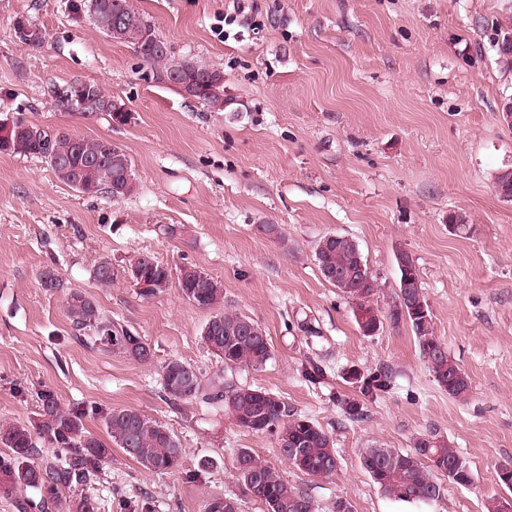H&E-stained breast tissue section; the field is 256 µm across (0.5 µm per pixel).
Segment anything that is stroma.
<instances>
[{"label":"stroma","mask_w":512,"mask_h":512,"mask_svg":"<svg viewBox=\"0 0 512 512\" xmlns=\"http://www.w3.org/2000/svg\"><path fill=\"white\" fill-rule=\"evenodd\" d=\"M130 5L176 55L223 71V111L171 86L130 45L77 17L71 0H0V114L110 139L135 177L126 198L88 197L42 158L0 154V425L35 420L50 390L63 407L133 408L178 436L184 467L167 474L113 449L100 477L78 489L98 512L145 499L156 512H202L224 494L238 495L241 512H266L236 478L242 448L323 512L340 499L351 512H487L504 492L497 467L512 460V203L494 187L512 169V128L499 119L512 69L498 51L512 35V0ZM20 18L41 28L40 47L16 40ZM81 81L125 103L131 121L57 111L54 90ZM452 216L464 218L466 233L449 228ZM267 224L279 237L264 233ZM330 233L357 242L379 278L370 304L382 313L398 282L395 255L409 253L434 333L470 377L465 398L438 386L408 324L362 334L356 305L316 263V243ZM140 253L221 281L225 310L264 329L266 366L224 368L200 336L210 311L178 285L140 297L125 275ZM103 260L115 272L108 286L93 276ZM46 268L59 288L41 287ZM72 291L143 336L150 362L79 339L64 308ZM172 358L283 397L331 434L337 470L307 476L283 460L275 435L241 429L221 409L167 400L159 373ZM314 365L323 375L311 381ZM354 369L388 370L392 384L351 422L340 402L359 395ZM428 432L469 462L473 484L443 481L428 503L386 496L361 468L362 450L408 451ZM203 457L214 467L187 479Z\"/></svg>","instance_id":"35a3bbf8"}]
</instances>
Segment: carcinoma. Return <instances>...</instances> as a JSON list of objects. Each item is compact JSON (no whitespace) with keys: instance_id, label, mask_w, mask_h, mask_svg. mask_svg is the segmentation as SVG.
I'll return each mask as SVG.
<instances>
[{"instance_id":"obj_1","label":"carcinoma","mask_w":512,"mask_h":512,"mask_svg":"<svg viewBox=\"0 0 512 512\" xmlns=\"http://www.w3.org/2000/svg\"><path fill=\"white\" fill-rule=\"evenodd\" d=\"M118 10L117 0H78L74 9L94 21L108 37L134 47L141 59L161 69L163 76L180 78L178 88L197 98L215 112L224 111V72L175 53L160 54L153 49L152 25L131 9L123 12L125 23L121 34H112L109 9ZM77 84L71 83L54 91L60 112H70V100ZM0 154L37 156L45 159L64 184L83 187L85 195L106 194L113 199L131 195L135 179H126L132 162L120 146L105 138H87L75 133L57 131L47 134L33 124L20 120L7 136L0 137ZM101 157L96 167L84 165L87 157ZM315 256L321 275L330 280L334 275L341 283L343 296L358 305L367 315L360 330L366 336L378 332V312L368 306L377 294V276L365 281L360 277L358 257L362 256L352 239L327 234L317 243ZM136 269L143 288L138 294L154 298L170 287L169 266L147 254L129 262ZM181 295L197 307L214 314L202 328L201 338L207 349L232 367L262 368L271 358L265 331L252 318L224 312V288L210 275H201L194 266H184L177 276ZM395 296L388 320L393 326L408 323L419 350L427 361L439 387L453 398H464L471 389L469 376L448 355V349L435 336L432 317L423 288L409 289L408 302L399 303ZM65 311L72 325L91 334L99 348L122 354L138 362H147L152 349L143 337L118 328L90 296L72 292L66 299ZM365 397L386 391L391 377L386 372L360 378ZM161 383L165 396L173 402L198 401L224 408L236 426L255 433L277 435L280 454L300 472L316 478L327 477L338 467L334 441L314 421L297 413L284 398L260 388L239 386L222 373L204 376L194 366L170 359L162 367ZM39 418L34 423L0 426V444L10 452L0 454V498L10 500L18 512L37 507L42 512L63 508L62 494L89 483L98 476L112 455V446L141 466L155 473H167L181 467L183 448L177 436L159 422L134 409H110L101 414L110 442L106 443L84 424L85 408L62 407L51 391L41 393ZM45 454L42 463L32 465V456ZM361 468L387 495L404 502H430L441 496L439 477L467 487L474 481L467 461L445 442L429 433L416 441L410 452L396 448H365L359 456ZM238 481L244 493L261 500L266 512H318V506L307 494L286 482L279 472L247 448L236 455ZM32 489L39 494L38 503L21 497Z\"/></svg>"}]
</instances>
